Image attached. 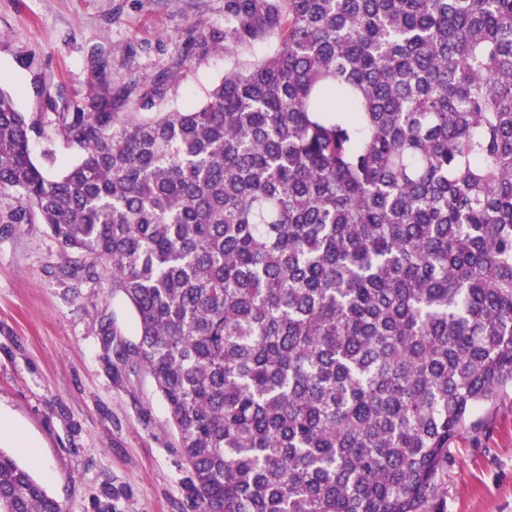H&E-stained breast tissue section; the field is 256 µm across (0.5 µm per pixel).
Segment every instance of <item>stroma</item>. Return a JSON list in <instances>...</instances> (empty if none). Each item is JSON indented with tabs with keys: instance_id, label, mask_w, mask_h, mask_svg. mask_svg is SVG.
<instances>
[{
	"instance_id": "1",
	"label": "stroma",
	"mask_w": 512,
	"mask_h": 512,
	"mask_svg": "<svg viewBox=\"0 0 512 512\" xmlns=\"http://www.w3.org/2000/svg\"><path fill=\"white\" fill-rule=\"evenodd\" d=\"M223 27L224 0H0V86L33 116L46 83L85 106L103 91L99 55L113 88L169 74L157 108L197 105L234 61L269 50L204 47ZM68 258L46 225L0 224V448L64 512H190L163 400L144 371L108 362L98 335L105 316L134 339L131 311L97 282L61 279ZM449 454L444 512H512V394Z\"/></svg>"
}]
</instances>
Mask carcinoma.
<instances>
[{"mask_svg": "<svg viewBox=\"0 0 512 512\" xmlns=\"http://www.w3.org/2000/svg\"><path fill=\"white\" fill-rule=\"evenodd\" d=\"M204 103L69 106L36 163L0 88V224L48 226L132 310L194 512H429L512 387V0H224ZM0 512H63L0 448ZM53 118V115L51 113H48L45 115V118L43 119V132L44 136H38L33 134V150L35 154L36 160L47 167L51 171H56L59 167L62 165H65L66 163L71 162L76 157V150L72 148H68L64 146L63 144L57 142L55 149H56V155L54 157V162H48L43 157V149L46 144V138L48 137H55L53 126L50 124L49 120Z\"/></svg>", "mask_w": 512, "mask_h": 512, "instance_id": "1", "label": "carcinoma"}]
</instances>
